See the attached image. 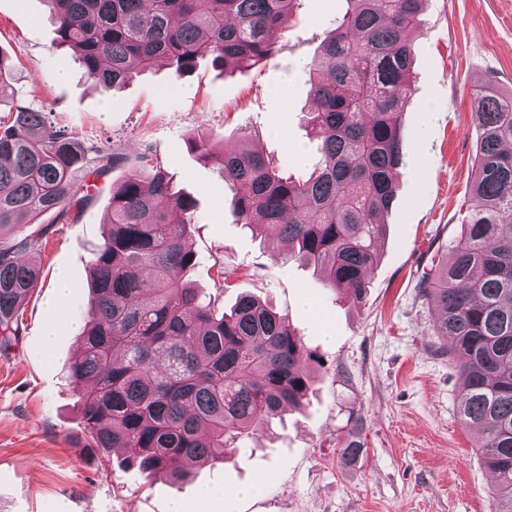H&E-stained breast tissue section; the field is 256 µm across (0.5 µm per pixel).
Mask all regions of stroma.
<instances>
[{
	"label": "stroma",
	"mask_w": 512,
	"mask_h": 512,
	"mask_svg": "<svg viewBox=\"0 0 512 512\" xmlns=\"http://www.w3.org/2000/svg\"><path fill=\"white\" fill-rule=\"evenodd\" d=\"M346 9V0H297L277 52L258 67L220 72L204 59L177 79L161 66L104 94L59 44L48 0H0V51L15 65L0 121L25 102L84 148L125 159L89 177L94 198L74 221L41 218L47 244L29 257L41 277L20 309L17 345L0 353V512H170L176 500L185 512H491L495 479L477 432L458 422L456 367L437 351L435 309L420 281L466 215L477 139L472 88L489 80L512 90V0L425 4L411 34L404 164L361 304L336 297L314 268L287 258L282 241L235 224L223 170L190 147L210 134L233 150L252 134L278 168L304 175L319 157L307 125L308 64ZM148 154L196 202L189 280L225 307L243 293L270 303L301 336L312 380L303 406L245 436L225 463L192 467L177 482L145 480L120 450L88 447L68 377L111 184ZM63 270L71 290L48 349L46 304ZM347 439L363 446L350 463L340 458ZM202 485L217 492L204 505Z\"/></svg>",
	"instance_id": "1"
}]
</instances>
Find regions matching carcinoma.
Returning a JSON list of instances; mask_svg holds the SVG:
<instances>
[{
  "instance_id": "cac0c4a2",
  "label": "carcinoma",
  "mask_w": 512,
  "mask_h": 512,
  "mask_svg": "<svg viewBox=\"0 0 512 512\" xmlns=\"http://www.w3.org/2000/svg\"><path fill=\"white\" fill-rule=\"evenodd\" d=\"M60 43L80 56L107 93L164 65L179 78L212 66L265 63L293 21L296 0H50ZM424 0H347L311 62V122L319 158L308 178L287 174L246 139L217 153L234 223L291 245L353 303L381 257L382 216L396 196L401 116L412 93L409 32ZM13 67L0 52V98ZM478 136L465 229L422 276L437 309L433 335L461 379L460 423L477 430L496 483L492 512H512V93L473 88ZM21 104L0 128V352L20 334L18 310L38 282L22 256L43 246L51 213L65 220L92 199L89 175L124 162L100 157ZM194 200L174 189L158 159L142 158L112 182L108 233L93 250L92 296L69 366L82 392L94 447L120 448L147 479H179L183 463H223L236 440L299 407L309 391L308 354L286 319L251 295L228 311L186 279Z\"/></svg>"
}]
</instances>
